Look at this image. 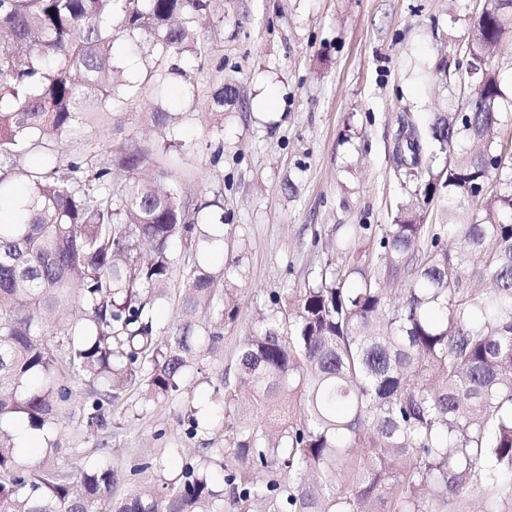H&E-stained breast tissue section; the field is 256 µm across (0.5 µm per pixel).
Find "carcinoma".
Masks as SVG:
<instances>
[{"mask_svg": "<svg viewBox=\"0 0 512 512\" xmlns=\"http://www.w3.org/2000/svg\"><path fill=\"white\" fill-rule=\"evenodd\" d=\"M208 0H0V512H448L476 481L488 512L512 500V143L493 131L509 99L499 50L512 39V0H486L468 43L491 66L455 112H434L427 130L401 122L395 177L407 200L391 224H358L300 288L257 312L244 336L239 380L263 413L230 448L196 449L169 478L160 457L130 469L155 483L113 497L118 474L100 463L75 475L47 443L29 466L3 424L34 430L72 414L73 384L94 383L80 425L108 429L112 404L133 409L181 399L195 357L234 322L224 293L231 266L202 256L221 236L202 212L222 192L187 200L123 152L87 176L61 166L53 145L83 123L86 106L117 107L135 92L114 43H149L144 79L170 58L202 54L197 36ZM54 13H49V10ZM238 102L222 85L211 107ZM160 152L175 166L185 116L155 112ZM41 151L47 164L23 166ZM20 178L27 196L11 200ZM444 200L448 223L426 224ZM453 239L457 250L444 243ZM373 241L374 252L359 240ZM184 251L176 254L171 243ZM179 285V310L164 326L155 305ZM78 316H59L63 307ZM300 397L299 417L282 404ZM187 434L211 422L182 406ZM367 451L354 466L351 453Z\"/></svg>", "mask_w": 512, "mask_h": 512, "instance_id": "obj_1", "label": "carcinoma"}]
</instances>
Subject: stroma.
Instances as JSON below:
<instances>
[{
  "instance_id": "1",
  "label": "stroma",
  "mask_w": 512,
  "mask_h": 512,
  "mask_svg": "<svg viewBox=\"0 0 512 512\" xmlns=\"http://www.w3.org/2000/svg\"><path fill=\"white\" fill-rule=\"evenodd\" d=\"M484 0H211L204 19L208 50L182 59L183 76L146 87L108 113L95 110L56 144V155L86 170L123 151L150 156L154 171L170 170L184 195L223 193L221 249L204 261L234 266L238 300L213 350H202L205 372L185 398L208 414L215 447L230 444L235 427L261 420L238 381L243 337L264 300L297 288L330 258L341 228L388 224L401 196L393 143L401 118L426 126L430 113L453 111L456 83L437 80L440 56L457 63ZM240 103L212 114L219 83ZM186 112L181 139L192 146L176 167L156 153L155 111ZM225 380L216 394V380ZM178 404L156 402L141 414L114 413L108 447L76 420L42 430L65 450L74 472L98 459L122 467L165 454L179 473L198 447L177 419Z\"/></svg>"
}]
</instances>
